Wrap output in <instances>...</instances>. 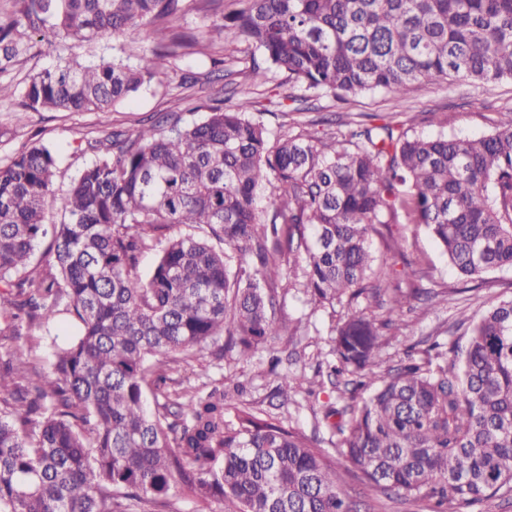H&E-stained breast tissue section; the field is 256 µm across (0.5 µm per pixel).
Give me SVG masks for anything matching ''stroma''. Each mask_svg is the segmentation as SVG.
Here are the masks:
<instances>
[{
    "label": "stroma",
    "mask_w": 512,
    "mask_h": 512,
    "mask_svg": "<svg viewBox=\"0 0 512 512\" xmlns=\"http://www.w3.org/2000/svg\"><path fill=\"white\" fill-rule=\"evenodd\" d=\"M214 15L192 10L180 21L181 29L203 46L201 53L178 61L174 68L158 75L148 86L105 112H31L16 121V97L0 101V160H8L22 144L41 142L56 156L53 185L55 196H62L73 178L90 164L94 153L89 142L114 129L151 124L164 113H179L186 123L199 120L209 106L229 92L246 96L254 103L252 115L270 130L288 127L323 137L331 133L327 121L347 114L387 115L410 132L423 135L440 133L475 138L493 132L512 109V81L482 88L464 81L419 83L400 96L385 92L360 95L348 102L324 92L297 103L296 89L281 72H269L259 80L249 75V60H226L224 42L215 37ZM123 38H110L91 46L56 41L40 43L39 53L25 56L0 74V79L23 91L30 78L43 69L75 60L96 61L119 55ZM375 264L390 281L403 290L422 288L423 294L400 315V330L386 331L383 357L387 365H397L405 356L426 358L433 343L452 344L464 339V320L478 317L489 303L512 297V269L490 273L483 287L464 289L462 280L447 258L420 224L407 221L388 225L369 236ZM365 314L384 321V310L369 306L366 300L342 301L320 306L296 289L278 291L279 321L296 326L292 336L275 341L280 357L270 366L267 351H257L250 359L232 353L217 355L208 349L200 356L171 364L169 390L207 396L213 390L242 387L243 400L303 433L317 434L322 447H330L331 434L323 422V411L335 402L331 386L316 382L317 367H329L331 329L347 318ZM305 373L312 379L311 390H299L283 398L276 394L279 379ZM344 489L357 501L361 512H432L428 500H390L365 486L363 479L337 460Z\"/></svg>",
    "instance_id": "obj_1"
}]
</instances>
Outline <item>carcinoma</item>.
Segmentation results:
<instances>
[{"mask_svg":"<svg viewBox=\"0 0 512 512\" xmlns=\"http://www.w3.org/2000/svg\"><path fill=\"white\" fill-rule=\"evenodd\" d=\"M221 14L227 45L245 42L306 91L346 101L415 83L512 81V0H194ZM184 0H12L0 17V72L32 51L28 33L91 44L129 28L176 27ZM132 43L125 58L69 63L31 77L28 112L107 109L188 55ZM186 125L105 133L73 179L62 219L46 225L56 175L39 143L0 162L1 336L65 313L48 373L25 348L0 365V512H160L178 490L223 512H360L336 456L376 492L434 501V512L512 502V298L470 320L462 350L382 368V332L365 316L334 329L343 405L326 408L334 452L228 393L184 400L164 390L169 363L210 343L246 359L275 336L277 288L322 305L364 298L390 311L416 291L378 284L368 239L405 215L422 224L468 281L512 269V115L477 138L423 136L383 122L347 123L326 142L271 132L247 98ZM267 193L271 217L257 200ZM50 238L46 267H31ZM156 253L151 274L139 257ZM453 358H448V353ZM309 384L281 378L286 398ZM157 403L146 410L147 393ZM174 420H169V417Z\"/></svg>","mask_w":512,"mask_h":512,"instance_id":"carcinoma-1","label":"carcinoma"}]
</instances>
